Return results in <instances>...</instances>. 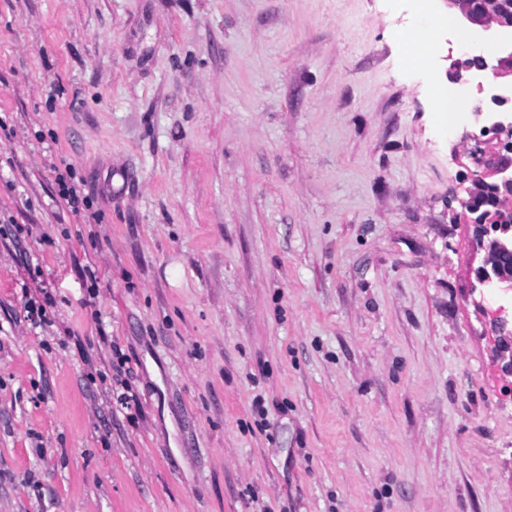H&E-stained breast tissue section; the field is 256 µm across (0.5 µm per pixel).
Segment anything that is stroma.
I'll return each mask as SVG.
<instances>
[{
  "label": "stroma",
  "instance_id": "35a3bbf8",
  "mask_svg": "<svg viewBox=\"0 0 512 512\" xmlns=\"http://www.w3.org/2000/svg\"><path fill=\"white\" fill-rule=\"evenodd\" d=\"M446 13L0 0V512H512ZM421 27L428 30L429 34H430L432 27H433V23L429 20H426V21H423L420 25H418V27H416L414 29L407 30V31H401L397 34V39L402 44L403 49L408 57H409L408 51H407L408 47L410 50V54H413V55L420 53L419 50L423 45H425L424 48L429 49L428 44L426 45V43H428L427 39L425 38L424 42L422 40V35L425 32H424L423 28H421ZM416 45L419 47V50L416 49ZM422 61H423V59H421L418 54V56L415 57L413 64H420Z\"/></svg>",
  "mask_w": 512,
  "mask_h": 512
}]
</instances>
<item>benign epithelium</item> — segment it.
I'll use <instances>...</instances> for the list:
<instances>
[{"mask_svg": "<svg viewBox=\"0 0 512 512\" xmlns=\"http://www.w3.org/2000/svg\"><path fill=\"white\" fill-rule=\"evenodd\" d=\"M457 13V27L468 58L458 67L472 72L478 86L487 88L492 107L475 108L488 136L484 146L469 153L477 191L461 201L462 215L474 226L476 245L484 258L474 272L470 288L479 302L493 301L497 356L502 370L512 375V13H505L502 0H444ZM498 41L496 56L489 60L472 55L468 47L475 38Z\"/></svg>", "mask_w": 512, "mask_h": 512, "instance_id": "benign-epithelium-1", "label": "benign epithelium"}]
</instances>
